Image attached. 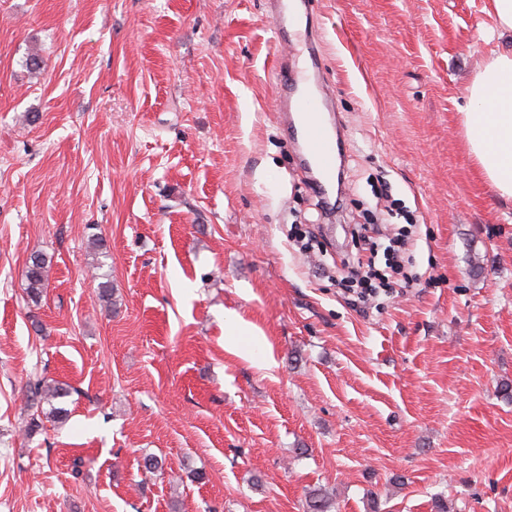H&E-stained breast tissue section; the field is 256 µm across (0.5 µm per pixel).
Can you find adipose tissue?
<instances>
[{"label": "adipose tissue", "mask_w": 512, "mask_h": 512, "mask_svg": "<svg viewBox=\"0 0 512 512\" xmlns=\"http://www.w3.org/2000/svg\"><path fill=\"white\" fill-rule=\"evenodd\" d=\"M469 154L499 196L512 199V48L476 74L460 107Z\"/></svg>", "instance_id": "adipose-tissue-1"}]
</instances>
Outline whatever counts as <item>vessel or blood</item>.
I'll return each instance as SVG.
<instances>
[{
  "instance_id": "b4317fda",
  "label": "vessel or blood",
  "mask_w": 512,
  "mask_h": 512,
  "mask_svg": "<svg viewBox=\"0 0 512 512\" xmlns=\"http://www.w3.org/2000/svg\"><path fill=\"white\" fill-rule=\"evenodd\" d=\"M277 109L289 115L290 130L318 174L316 188L322 193L331 190L336 183L338 152L319 101L310 95L292 93L283 84L278 90Z\"/></svg>"
}]
</instances>
